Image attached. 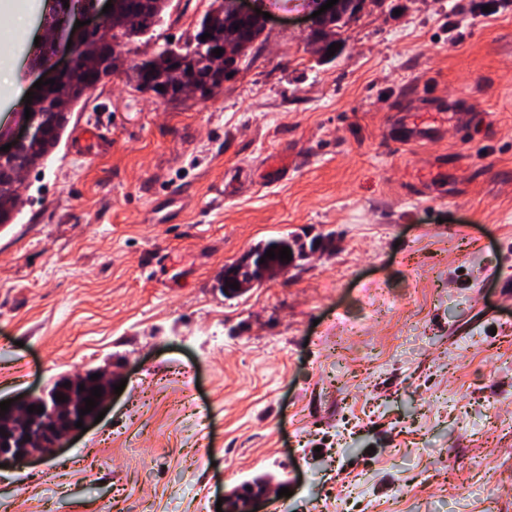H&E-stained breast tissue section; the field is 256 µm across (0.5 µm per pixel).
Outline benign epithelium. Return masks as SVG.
Returning <instances> with one entry per match:
<instances>
[{"label":"benign epithelium","mask_w":512,"mask_h":512,"mask_svg":"<svg viewBox=\"0 0 512 512\" xmlns=\"http://www.w3.org/2000/svg\"><path fill=\"white\" fill-rule=\"evenodd\" d=\"M113 8L109 13L103 15L97 22L79 28L60 26L61 35L65 40L72 41L71 47L67 50V62L61 67L49 68L44 79H59L63 73L74 70L76 55L75 48L82 43L84 38L95 32L100 36V56L89 65V78L97 85L105 77H111L117 71V66L123 51L122 42L111 37V31L107 23L111 15L119 10L120 0H111ZM353 4L347 0H338L334 8L322 13L315 21L314 32L319 33L322 29L329 27V22L338 17L351 13ZM224 53L221 56L211 53L201 59L200 66L208 73V77L201 79L195 75L197 68H192L194 76L182 77L179 81L163 85V89L156 93L161 100L171 102L182 100L187 95H193L199 101L208 100L218 85L223 83L224 76L237 68L240 54L233 44L222 46ZM52 88L47 84L41 89H32L34 92L32 104H30L31 117L24 121V131L9 139L11 148L8 151H0V162L16 157L22 147L33 138L46 136L47 125L44 122L42 107L45 96ZM254 252L248 251L235 262L224 267V275L221 280V287L227 294L244 292L255 283L262 280L268 273V263H253ZM239 283V289L230 288V284ZM97 373L94 368L85 369L81 373L72 376H62L54 381L48 392L42 395H27L14 399L9 411H0V430H5V435H0V464L6 462H24L38 455H45L52 449L58 447L61 442L73 435L82 432V429L75 427L78 421H83V426L89 427L94 423L98 413L108 405L113 394V384L117 378L109 374H101L96 379L90 376ZM84 390H79V387ZM95 386L101 387L102 396L96 399L98 405L84 416L79 410L85 408L84 398L91 396V389ZM57 395L68 397L66 402H58ZM30 405L41 406L44 411L40 414L28 413ZM268 492V486L263 485L253 488L246 494L243 512H254Z\"/></svg>","instance_id":"1"}]
</instances>
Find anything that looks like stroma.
Segmentation results:
<instances>
[{
	"label": "stroma",
	"instance_id": "stroma-1",
	"mask_svg": "<svg viewBox=\"0 0 512 512\" xmlns=\"http://www.w3.org/2000/svg\"><path fill=\"white\" fill-rule=\"evenodd\" d=\"M324 2L263 0L207 101L113 76L68 125L109 149L27 173L0 226V399L86 368L126 386L0 469V512H216L258 476L260 512H512V5L366 0L328 56ZM212 3L167 0L125 61L192 42ZM53 6L0 0L2 140L66 59L34 44ZM287 235L332 243L225 298V264Z\"/></svg>",
	"mask_w": 512,
	"mask_h": 512
}]
</instances>
